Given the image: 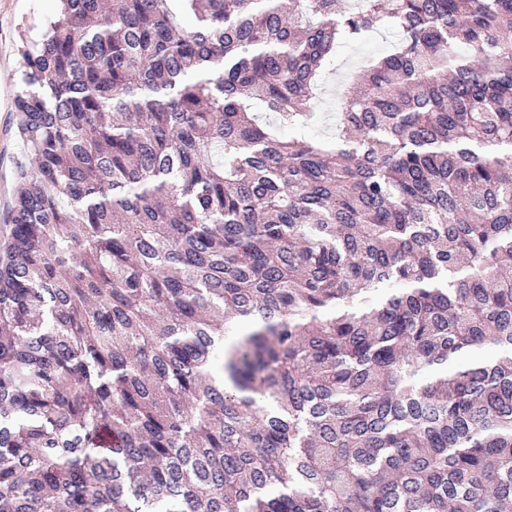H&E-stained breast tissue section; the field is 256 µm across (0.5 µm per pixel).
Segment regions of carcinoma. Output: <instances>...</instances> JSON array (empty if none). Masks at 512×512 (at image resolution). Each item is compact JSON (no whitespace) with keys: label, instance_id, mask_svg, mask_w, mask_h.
<instances>
[{"label":"carcinoma","instance_id":"carcinoma-1","mask_svg":"<svg viewBox=\"0 0 512 512\" xmlns=\"http://www.w3.org/2000/svg\"><path fill=\"white\" fill-rule=\"evenodd\" d=\"M0 243V512L512 509V0H61ZM329 140L288 139L341 45Z\"/></svg>","mask_w":512,"mask_h":512}]
</instances>
